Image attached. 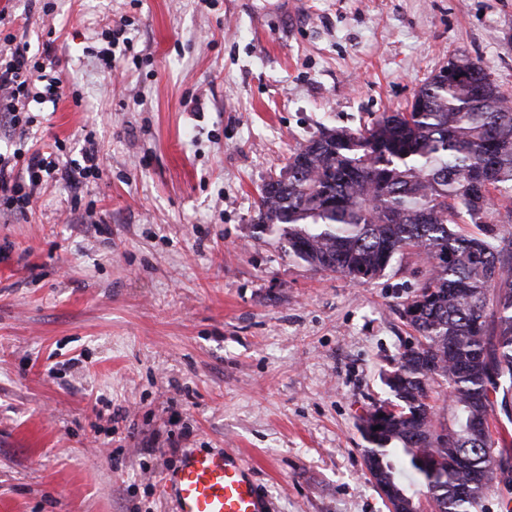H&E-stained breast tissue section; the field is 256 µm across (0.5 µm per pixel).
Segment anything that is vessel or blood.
<instances>
[{
  "mask_svg": "<svg viewBox=\"0 0 512 512\" xmlns=\"http://www.w3.org/2000/svg\"><path fill=\"white\" fill-rule=\"evenodd\" d=\"M173 512H263L255 483L223 449L186 452L164 476Z\"/></svg>",
  "mask_w": 512,
  "mask_h": 512,
  "instance_id": "1",
  "label": "vessel or blood"
}]
</instances>
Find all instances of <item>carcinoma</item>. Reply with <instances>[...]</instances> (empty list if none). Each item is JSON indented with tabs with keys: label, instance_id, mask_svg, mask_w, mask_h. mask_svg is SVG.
<instances>
[{
	"label": "carcinoma",
	"instance_id": "carcinoma-1",
	"mask_svg": "<svg viewBox=\"0 0 512 512\" xmlns=\"http://www.w3.org/2000/svg\"><path fill=\"white\" fill-rule=\"evenodd\" d=\"M427 78L410 110L384 112L356 131L329 129L295 149L279 177L259 191L254 229L274 234L288 255L353 283L382 277L403 249L429 268L403 304L417 355L438 360L434 375L406 353L386 383L397 412L366 457L387 462L385 480L408 499L426 491L432 512H477L494 472L489 417L512 391V236L498 227L494 198L512 195V101L482 65L451 59ZM479 224L482 236L455 224ZM446 385L453 441L440 443L431 381Z\"/></svg>",
	"mask_w": 512,
	"mask_h": 512
}]
</instances>
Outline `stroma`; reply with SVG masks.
<instances>
[{
    "label": "stroma",
    "mask_w": 512,
    "mask_h": 512,
    "mask_svg": "<svg viewBox=\"0 0 512 512\" xmlns=\"http://www.w3.org/2000/svg\"><path fill=\"white\" fill-rule=\"evenodd\" d=\"M0 16L71 93L32 107L38 136L92 139L104 165L0 214V512H171L163 476L209 448L242 459L267 512H389L359 417L391 398L426 268L407 251L364 284L313 271L255 232L258 191L321 128L407 111L450 58L512 97V0H0ZM119 25L108 95L96 52Z\"/></svg>",
    "instance_id": "1"
}]
</instances>
